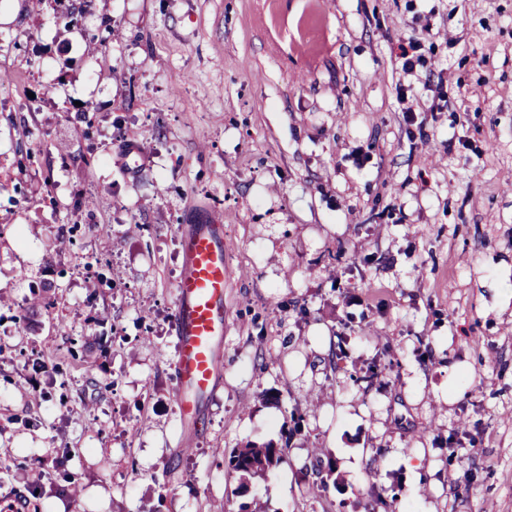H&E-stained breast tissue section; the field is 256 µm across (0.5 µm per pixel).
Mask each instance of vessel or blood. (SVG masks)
Instances as JSON below:
<instances>
[{"mask_svg":"<svg viewBox=\"0 0 512 512\" xmlns=\"http://www.w3.org/2000/svg\"><path fill=\"white\" fill-rule=\"evenodd\" d=\"M182 270L175 284L173 362L183 441L200 432L205 405L224 371V287L228 256L224 226L200 213L180 225Z\"/></svg>","mask_w":512,"mask_h":512,"instance_id":"1","label":"vessel or blood"}]
</instances>
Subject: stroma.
<instances>
[{
  "label": "stroma",
  "instance_id": "1",
  "mask_svg": "<svg viewBox=\"0 0 512 512\" xmlns=\"http://www.w3.org/2000/svg\"><path fill=\"white\" fill-rule=\"evenodd\" d=\"M198 208L225 228L224 384L183 447ZM248 443L282 449L268 479L225 469ZM19 494L512 512V0H0V501Z\"/></svg>",
  "mask_w": 512,
  "mask_h": 512
}]
</instances>
